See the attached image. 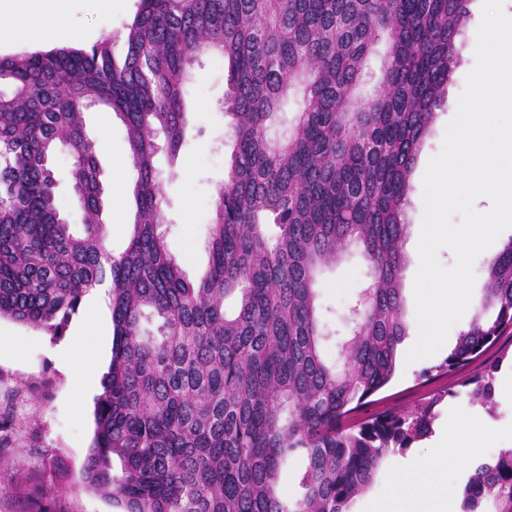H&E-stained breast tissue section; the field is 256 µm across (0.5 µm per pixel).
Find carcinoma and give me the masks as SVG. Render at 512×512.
Returning <instances> with one entry per match:
<instances>
[{"label":"carcinoma","instance_id":"obj_1","mask_svg":"<svg viewBox=\"0 0 512 512\" xmlns=\"http://www.w3.org/2000/svg\"><path fill=\"white\" fill-rule=\"evenodd\" d=\"M469 0H138L126 53L0 56V318L65 335L86 294L107 289L112 360L79 483L121 512H348L385 456L431 433L432 406L351 421L392 380L407 336L402 275L410 176L460 61ZM224 57L234 137L198 283L168 252L162 133H189L184 87ZM382 55L376 86L364 76ZM294 105L288 131H272ZM126 126L136 213L107 246L97 140L84 111ZM71 154L76 231L50 157ZM359 249L371 283L328 363L321 271ZM237 300L234 311L224 307ZM157 321L151 331L143 323ZM512 327V240L491 258L469 326L439 366L463 368ZM500 362L463 383L494 409ZM300 456V493L279 490ZM120 464L115 473L114 464ZM462 512H512V448L476 462Z\"/></svg>","mask_w":512,"mask_h":512}]
</instances>
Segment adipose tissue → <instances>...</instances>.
I'll use <instances>...</instances> for the list:
<instances>
[{
    "label": "adipose tissue",
    "mask_w": 512,
    "mask_h": 512,
    "mask_svg": "<svg viewBox=\"0 0 512 512\" xmlns=\"http://www.w3.org/2000/svg\"><path fill=\"white\" fill-rule=\"evenodd\" d=\"M15 2L11 13H0V34L5 39L29 31L46 38L58 28L57 14L48 10L28 11L29 0ZM484 431V425L472 417L454 418L447 430L434 440L429 457L412 461L397 471L392 480L391 498L375 500L371 512H454L452 499L439 473V462L450 458L457 467H464L466 461L456 456V448Z\"/></svg>",
    "instance_id": "1"
}]
</instances>
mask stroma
<instances>
[{"mask_svg": "<svg viewBox=\"0 0 512 512\" xmlns=\"http://www.w3.org/2000/svg\"><path fill=\"white\" fill-rule=\"evenodd\" d=\"M137 0H49L48 9L62 20L51 40L52 46L73 45V33H81L83 45L101 40L108 32L122 31L136 10ZM468 37L461 49V63L448 87L444 105L438 109L430 132L411 174V203L408 208L409 237L404 245L403 298L409 329L404 345L414 341L416 307L414 279L419 268L418 228L424 214L422 178L429 160L439 153L454 106L464 89L465 78L475 65L476 34L482 19V0H470ZM227 89L224 60L204 55L194 69L184 98L191 135L182 146L172 175L163 182L168 223L167 249L181 264L188 282H198L209 265L208 226L216 209L214 187L227 173L233 139L227 121L219 111ZM367 285L365 268L357 249H350L336 265L319 277L316 302L329 328L343 331V314ZM67 336H84L99 372H106L112 355V312L107 299L98 292L87 294L73 315ZM60 341L46 332L0 318V420L9 429L0 443V512H118L98 494L72 486L59 494L51 457H58L71 478H78L93 433V408L101 394L93 384L77 394L73 377L59 355ZM445 353L406 363L398 360L390 383L365 408V415L385 411L408 414L432 405V429L441 431L454 414H468L483 420L488 430L477 436V459L488 460L501 449L512 448V398L502 387L512 379V328L462 369L439 374ZM500 362L496 375L494 410L470 403L461 389L491 362ZM428 440L390 453L381 463L370 488L355 498L351 512H368L370 499L388 497L391 478L401 461L425 457Z\"/></svg>", "mask_w": 512, "mask_h": 512, "instance_id": "1", "label": "stroma"}]
</instances>
